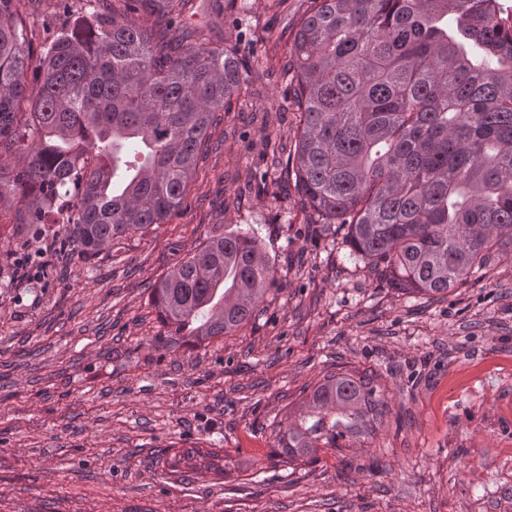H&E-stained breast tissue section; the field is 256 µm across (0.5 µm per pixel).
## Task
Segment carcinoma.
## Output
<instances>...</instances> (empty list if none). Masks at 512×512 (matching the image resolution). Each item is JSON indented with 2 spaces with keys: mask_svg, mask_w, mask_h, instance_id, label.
<instances>
[{
  "mask_svg": "<svg viewBox=\"0 0 512 512\" xmlns=\"http://www.w3.org/2000/svg\"><path fill=\"white\" fill-rule=\"evenodd\" d=\"M20 2L0 0V164L20 161L0 203L21 194L18 225L33 233L62 215L61 246L82 261L167 222L217 113L263 73L180 27L190 0H89L30 78ZM310 3L287 50L294 146L274 159L304 207L404 293L446 295L512 260V27L499 0ZM275 280L254 232L212 236L151 288L167 329L152 345L235 332ZM387 410L374 376L326 375L280 425L275 455L313 464L373 437ZM217 457L183 448L169 466L220 474Z\"/></svg>",
  "mask_w": 512,
  "mask_h": 512,
  "instance_id": "1",
  "label": "carcinoma"
}]
</instances>
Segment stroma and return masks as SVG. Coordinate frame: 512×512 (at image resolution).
<instances>
[{
  "label": "stroma",
  "instance_id": "obj_1",
  "mask_svg": "<svg viewBox=\"0 0 512 512\" xmlns=\"http://www.w3.org/2000/svg\"><path fill=\"white\" fill-rule=\"evenodd\" d=\"M309 0H220L205 34L263 70L208 134L182 206L85 261L44 229L48 273L0 287V512H512V264L437 298L349 260L274 170L292 139L281 71ZM38 69L56 0H21ZM254 231L277 281L252 319L170 352L150 300L219 233ZM374 373L391 412L374 439L312 465L274 455L278 425L329 373ZM218 448L223 473H172ZM215 458H220L216 451H202L201 448H183L176 451L169 459L172 472H182L181 466L196 471H211L222 473V469L214 463Z\"/></svg>",
  "mask_w": 512,
  "mask_h": 512
}]
</instances>
